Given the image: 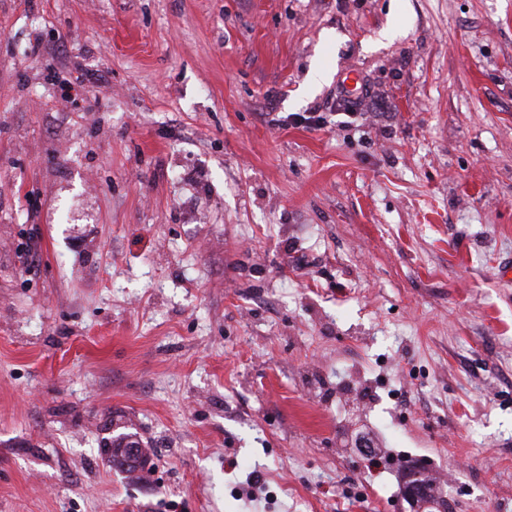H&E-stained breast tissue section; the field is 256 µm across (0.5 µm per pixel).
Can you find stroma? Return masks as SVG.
Listing matches in <instances>:
<instances>
[{"mask_svg":"<svg viewBox=\"0 0 512 512\" xmlns=\"http://www.w3.org/2000/svg\"><path fill=\"white\" fill-rule=\"evenodd\" d=\"M415 465L512 512V0H0V512H411Z\"/></svg>","mask_w":512,"mask_h":512,"instance_id":"obj_1","label":"stroma"}]
</instances>
